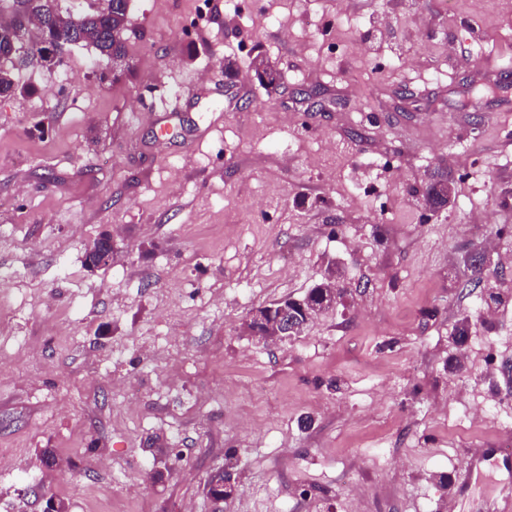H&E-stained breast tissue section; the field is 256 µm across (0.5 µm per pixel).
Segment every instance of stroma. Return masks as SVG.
<instances>
[{
    "instance_id": "obj_1",
    "label": "stroma",
    "mask_w": 512,
    "mask_h": 512,
    "mask_svg": "<svg viewBox=\"0 0 512 512\" xmlns=\"http://www.w3.org/2000/svg\"><path fill=\"white\" fill-rule=\"evenodd\" d=\"M237 5L130 0L120 82L74 46L0 98V512H213L224 469L222 512H500L512 0ZM437 170L431 212L411 189ZM330 264L348 292L301 336L247 331ZM451 184L443 174L433 176L422 188V197L433 208L445 207L450 203L449 186Z\"/></svg>"
}]
</instances>
